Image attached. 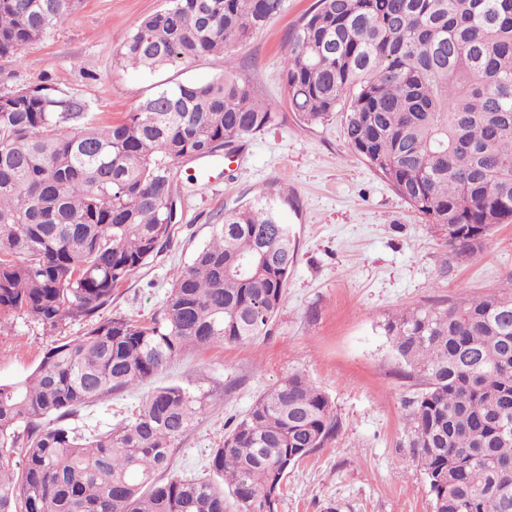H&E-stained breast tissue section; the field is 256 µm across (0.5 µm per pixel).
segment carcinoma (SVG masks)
Instances as JSON below:
<instances>
[{"mask_svg":"<svg viewBox=\"0 0 512 512\" xmlns=\"http://www.w3.org/2000/svg\"><path fill=\"white\" fill-rule=\"evenodd\" d=\"M81 0H0V59L18 60ZM284 0H169L121 44L155 71L224 54ZM288 104L307 124L345 112L353 155L470 255L512 224V0H316L287 38ZM275 106L231 76L162 88L121 123L76 97L0 95V314L56 328L94 316L177 223L178 164L271 123ZM298 258L274 194L224 211L213 240L173 276L148 322L112 317L0 383V448L26 441L19 475L0 463V512H277L288 470L340 429L319 387L295 374L263 393L211 449L214 479L166 474L175 442L206 412L159 385L132 416L85 436L67 420L160 374L181 351L267 335ZM392 348L421 381L407 425L434 512H512V286L404 312ZM55 424L44 427L42 419Z\"/></svg>","mask_w":512,"mask_h":512,"instance_id":"cac0c4a2","label":"carcinoma"}]
</instances>
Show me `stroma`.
Masks as SVG:
<instances>
[{
  "mask_svg": "<svg viewBox=\"0 0 512 512\" xmlns=\"http://www.w3.org/2000/svg\"><path fill=\"white\" fill-rule=\"evenodd\" d=\"M315 0H285V9L224 54L140 71L117 61L121 43L168 0H83L79 9L30 44L22 60H0V95L41 87L82 99L100 123L118 122L162 88L227 75L273 104L275 121L242 140L238 157L183 163L174 185L178 222L167 248L133 273L98 319L146 321L164 305L172 278L213 236L225 210L265 189H287L281 211L298 246L279 312L266 336L241 345L192 348L156 381L189 388L207 412L175 443L172 475L205 477L224 427L268 389L305 375L331 399L336 437L295 466L278 512H432L419 462L408 443L416 380L403 378L386 324L395 314L482 297L512 280V224H501L473 254L458 257L365 161L353 157L345 115L306 125L288 106L286 38ZM207 172L206 187L191 178ZM0 332V383L30 374L52 347L83 336L87 319L48 328L20 311ZM150 383L102 397L81 411L85 431L127 416Z\"/></svg>",
  "mask_w": 512,
  "mask_h": 512,
  "instance_id": "1",
  "label": "stroma"
}]
</instances>
